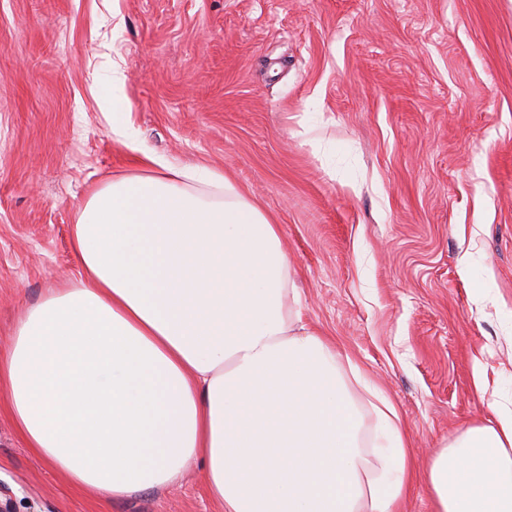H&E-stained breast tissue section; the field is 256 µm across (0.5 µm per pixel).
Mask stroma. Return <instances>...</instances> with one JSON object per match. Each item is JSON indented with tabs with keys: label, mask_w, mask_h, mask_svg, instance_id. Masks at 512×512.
Returning <instances> with one entry per match:
<instances>
[{
	"label": "stroma",
	"mask_w": 512,
	"mask_h": 512,
	"mask_svg": "<svg viewBox=\"0 0 512 512\" xmlns=\"http://www.w3.org/2000/svg\"><path fill=\"white\" fill-rule=\"evenodd\" d=\"M141 150L224 173L278 225L293 310L393 404L402 512H431V455L512 401V0H0L1 355L78 279V212ZM4 402L12 512H223L198 462L84 494Z\"/></svg>",
	"instance_id": "stroma-1"
}]
</instances>
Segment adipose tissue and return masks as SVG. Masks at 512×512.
<instances>
[{
  "mask_svg": "<svg viewBox=\"0 0 512 512\" xmlns=\"http://www.w3.org/2000/svg\"><path fill=\"white\" fill-rule=\"evenodd\" d=\"M81 208L82 273L17 321L0 389L27 448L121 499L203 460L224 512H398L406 441L381 393L291 315L277 225L223 173L153 157ZM433 512H512V408L428 464Z\"/></svg>",
  "mask_w": 512,
  "mask_h": 512,
  "instance_id": "ef3b65f1",
  "label": "adipose tissue"
}]
</instances>
